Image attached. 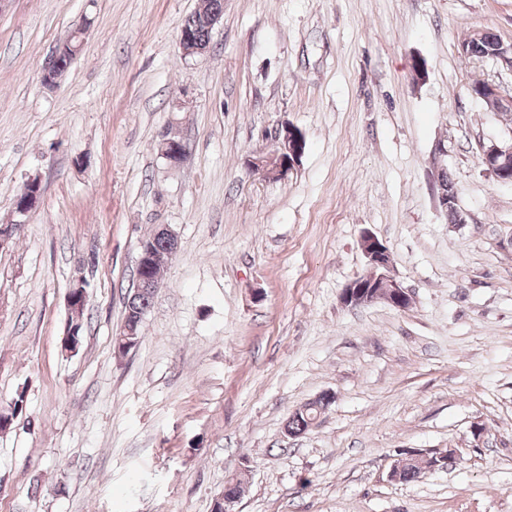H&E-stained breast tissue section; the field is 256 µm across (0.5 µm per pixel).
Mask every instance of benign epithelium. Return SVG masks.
Here are the masks:
<instances>
[{"instance_id":"7a95c632","label":"benign epithelium","mask_w":512,"mask_h":512,"mask_svg":"<svg viewBox=\"0 0 512 512\" xmlns=\"http://www.w3.org/2000/svg\"><path fill=\"white\" fill-rule=\"evenodd\" d=\"M179 44L186 57L196 58L206 54V49L198 46L185 30L179 35ZM69 45L68 39L60 42L52 52V62L43 71V77L50 86L57 83L75 60V55L68 52ZM488 59L512 71V43L499 42ZM481 98L491 112L512 106V95L503 93L498 85L488 81L483 82ZM303 154L304 136L292 126L284 125L275 135L271 153L256 155L249 159V163L263 175L278 179L286 177L295 169ZM161 155L169 165H179L185 157L183 141L176 136H164ZM480 161L484 171L495 181L512 184V176H508L507 169L512 162V134L483 145ZM40 199V193L36 192L24 199L14 200L13 209L18 220L0 226V249L8 246L20 224L24 223V218L37 208ZM360 247L373 268L372 276L367 279L357 277L350 281L342 291V303L356 307L380 298L397 308L403 307L410 294L389 275L390 256L386 245L373 234L366 232L361 237ZM407 457L428 460L431 462L430 469L435 470L441 464L457 459L459 453L456 449L449 453L441 449H417L407 453Z\"/></svg>"}]
</instances>
